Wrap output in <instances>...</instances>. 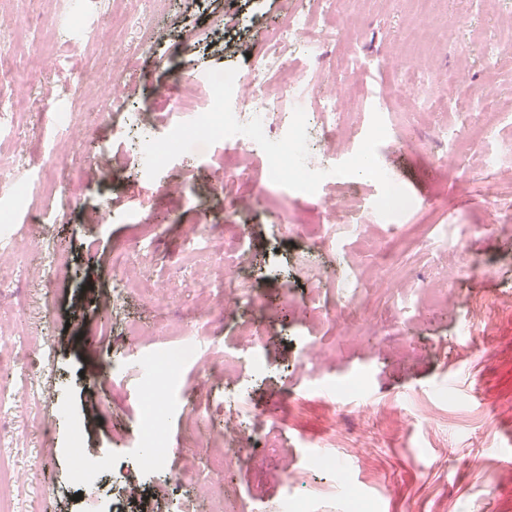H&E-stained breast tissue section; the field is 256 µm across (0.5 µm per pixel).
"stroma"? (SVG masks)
<instances>
[{
  "label": "stroma",
  "instance_id": "1",
  "mask_svg": "<svg viewBox=\"0 0 512 512\" xmlns=\"http://www.w3.org/2000/svg\"><path fill=\"white\" fill-rule=\"evenodd\" d=\"M204 10L192 0H126L107 10L103 0H0L18 16L21 38L0 31V53L26 81L25 97L0 78V152L26 140L38 163L17 162L15 188L0 191V249H16L17 268L0 273L10 296L0 301V318L27 342L49 340L56 350L53 374L41 399L22 410H0V431L18 434L5 449L21 481L6 488L13 512H116V482H144L128 458L142 434L161 432L172 453L165 461L172 497H189L190 485L177 479L182 449H194L198 461L213 455L225 419L234 415L236 397L247 398L251 416L243 424V457L224 476L230 508L262 502L281 512L296 500L299 512H512V457L504 452L512 439V228L503 226L498 198H512V182L500 180L499 166H511L502 145L512 144V70L486 65L482 47L512 28V8L503 0H439L441 21L452 20L463 48L409 42L415 23L411 0H344L342 11L365 22L356 43L359 57L373 60L361 81L358 103L341 114L356 129L355 138L333 147L309 137V148L324 153L328 166L353 156L364 140L372 114L401 137L387 136L377 148L389 178L414 183L418 195L401 216L386 219L374 209L379 184L365 176L325 177L317 192L278 188L269 180L268 159L260 147L239 156L223 143L199 148L170 162L148 178L134 114L158 107L156 90L175 89L193 79L198 92L191 109L177 101L152 138L178 123L195 119L212 105L206 77L214 67L246 74L263 60L267 29L306 0H223ZM237 14L241 52L221 63L202 60L194 30L224 31L227 15ZM146 21L177 29L181 39L137 54L121 76L124 108L104 113L76 106L80 71L99 78L112 75L114 45L88 40L89 31L106 27L114 44L135 47L136 24ZM409 54L434 60L440 70L462 69L473 86L495 82L501 111L456 149L435 140L436 129H456L461 115L453 87L434 90V108L393 109L378 96L390 77L379 67L384 57ZM55 55L52 68L37 65ZM76 121L82 141L68 145L56 119ZM112 156L111 183H103L92 165L100 151ZM454 152L455 166L441 157ZM188 181L187 202L170 195L173 181ZM223 193H214L216 184ZM497 197H490L489 188ZM349 205L328 212L325 193ZM246 196L248 208L236 201ZM112 221H98L100 210ZM208 220L210 260L233 258L224 245V227H250L245 265L262 298L260 307L243 304L217 314L192 332L199 355L236 354V366L212 369L205 390H197V365L187 362L167 378L151 369L174 339L172 330L204 304L197 270L184 260L183 230ZM289 229H282L281 220ZM49 225L60 250L50 286L33 280L25 266L39 258L38 225ZM138 246L136 259L145 277L166 283L171 299L152 308L137 297L126 302L140 337L102 322L94 295L116 286L115 254ZM335 268L337 285L318 286L316 267ZM447 269L453 305L429 302L418 290L438 270ZM395 272L408 288L404 297L365 289L367 280ZM362 292L375 313L379 338L351 342L320 314L329 301ZM246 319L259 327L258 358L237 354L234 336ZM409 337L402 349L390 335ZM164 391L168 408L155 412L148 398ZM198 407V427L187 415ZM370 441L368 453L329 447L332 428ZM84 445L89 462L112 454L117 475L96 474L74 481L72 448ZM319 457L333 468L311 470ZM306 471L304 483L288 484L289 469Z\"/></svg>",
  "mask_w": 512,
  "mask_h": 512
}]
</instances>
